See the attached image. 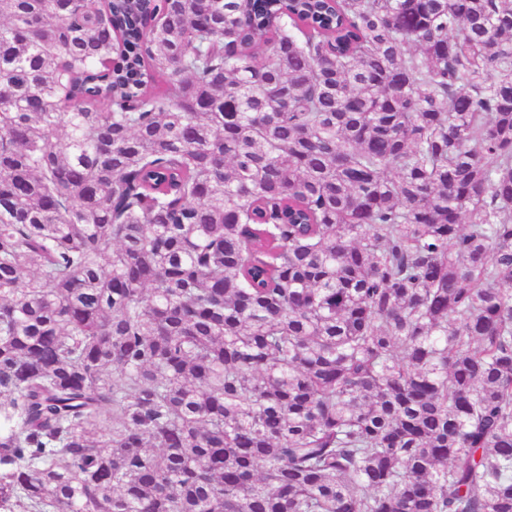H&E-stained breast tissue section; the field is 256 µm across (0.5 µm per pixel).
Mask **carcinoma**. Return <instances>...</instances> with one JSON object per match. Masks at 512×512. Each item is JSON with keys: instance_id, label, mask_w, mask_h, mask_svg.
<instances>
[{"instance_id": "obj_1", "label": "carcinoma", "mask_w": 512, "mask_h": 512, "mask_svg": "<svg viewBox=\"0 0 512 512\" xmlns=\"http://www.w3.org/2000/svg\"><path fill=\"white\" fill-rule=\"evenodd\" d=\"M0 512H512V0H0Z\"/></svg>"}]
</instances>
